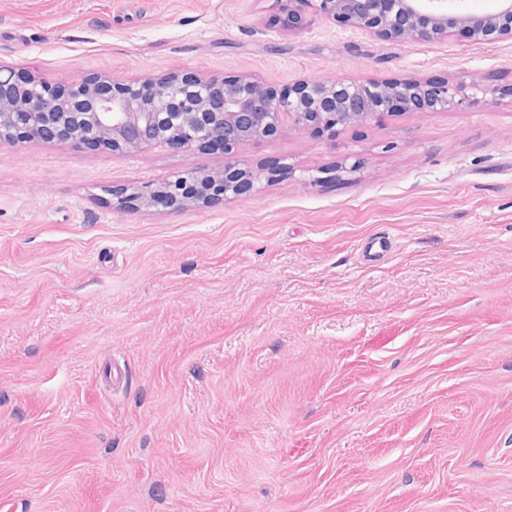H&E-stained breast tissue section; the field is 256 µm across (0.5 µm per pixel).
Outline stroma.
<instances>
[{
	"mask_svg": "<svg viewBox=\"0 0 512 512\" xmlns=\"http://www.w3.org/2000/svg\"><path fill=\"white\" fill-rule=\"evenodd\" d=\"M0 68L479 86L242 144L201 209L110 187L215 164L0 144V512H512V39L399 43L273 0H0ZM392 250L361 260L364 242Z\"/></svg>",
	"mask_w": 512,
	"mask_h": 512,
	"instance_id": "1",
	"label": "stroma"
}]
</instances>
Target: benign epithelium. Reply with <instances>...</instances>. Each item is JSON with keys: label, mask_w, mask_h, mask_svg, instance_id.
Returning <instances> with one entry per match:
<instances>
[{"label": "benign epithelium", "mask_w": 512, "mask_h": 512, "mask_svg": "<svg viewBox=\"0 0 512 512\" xmlns=\"http://www.w3.org/2000/svg\"><path fill=\"white\" fill-rule=\"evenodd\" d=\"M284 1L308 4L342 26L397 42L445 40L454 31L479 42L512 38V0H497L486 12L466 10L456 0H274ZM463 92L447 82L344 78L276 88L251 74L216 79L178 71L144 81L51 84L0 70V143L39 138L126 152L149 145L208 149L218 155L210 167L160 185L112 189L119 210L202 207L290 169L240 168L235 154L245 142L291 129L334 133L393 111L442 112L462 103ZM152 127L159 132L149 139L145 132Z\"/></svg>", "instance_id": "benign-epithelium-1"}]
</instances>
